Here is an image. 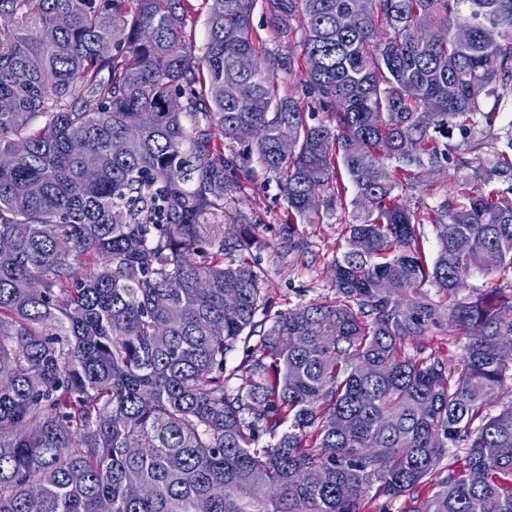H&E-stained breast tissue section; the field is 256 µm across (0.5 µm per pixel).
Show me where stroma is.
<instances>
[{"mask_svg":"<svg viewBox=\"0 0 512 512\" xmlns=\"http://www.w3.org/2000/svg\"><path fill=\"white\" fill-rule=\"evenodd\" d=\"M286 202L279 182L262 167H255L245 189L230 207L237 220L253 225L255 241L245 256L261 271L269 290L267 319L289 307L334 297L332 264L344 247V211L325 216L323 223L297 228L307 250H288V230L281 222Z\"/></svg>","mask_w":512,"mask_h":512,"instance_id":"35a3bbf8","label":"stroma"}]
</instances>
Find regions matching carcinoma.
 Listing matches in <instances>:
<instances>
[{
    "mask_svg": "<svg viewBox=\"0 0 512 512\" xmlns=\"http://www.w3.org/2000/svg\"><path fill=\"white\" fill-rule=\"evenodd\" d=\"M256 2L208 11L198 55L190 0H0V156L28 144L0 167V512H362L374 485L407 512H512V403L486 411L512 382V291L468 285L512 274V0H371L350 28L353 0H262L286 55ZM255 160L289 248L351 209L334 299L269 326L260 272L224 263L254 240L224 224ZM446 167L479 186L405 203ZM450 328L455 365L424 341ZM252 25L254 33L258 34L263 40H267L268 47L275 52L288 54V43L276 39L268 26L264 6L261 0H257L256 7L252 15Z\"/></svg>",
    "mask_w": 512,
    "mask_h": 512,
    "instance_id": "carcinoma-1",
    "label": "carcinoma"
}]
</instances>
